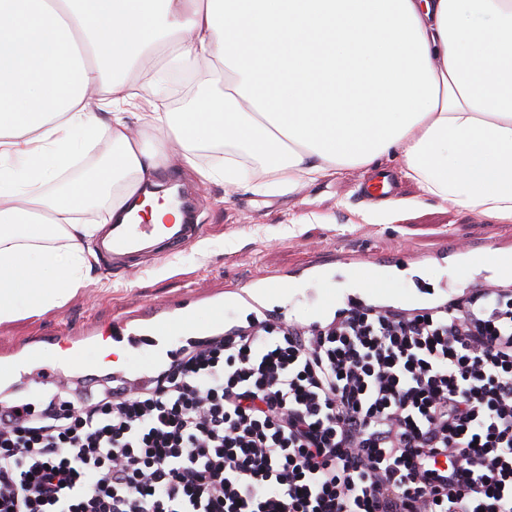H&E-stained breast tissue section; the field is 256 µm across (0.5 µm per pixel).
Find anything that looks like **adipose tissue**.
Wrapping results in <instances>:
<instances>
[{
	"instance_id": "obj_1",
	"label": "adipose tissue",
	"mask_w": 512,
	"mask_h": 512,
	"mask_svg": "<svg viewBox=\"0 0 512 512\" xmlns=\"http://www.w3.org/2000/svg\"><path fill=\"white\" fill-rule=\"evenodd\" d=\"M171 56L208 66L181 112L128 82ZM393 154L422 198L512 222V0H0V323L83 288L106 225L178 222L146 190L171 161L285 194Z\"/></svg>"
}]
</instances>
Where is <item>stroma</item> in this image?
Masks as SVG:
<instances>
[{
    "instance_id": "1",
    "label": "stroma",
    "mask_w": 512,
    "mask_h": 512,
    "mask_svg": "<svg viewBox=\"0 0 512 512\" xmlns=\"http://www.w3.org/2000/svg\"><path fill=\"white\" fill-rule=\"evenodd\" d=\"M381 167L394 173L397 199L413 203L412 208L381 224L356 220L357 212L374 208L360 194L365 176L361 169L273 195L232 191L220 182L186 181V190L197 199L198 221L203 226L195 243L131 278L96 260L84 287L63 306L35 319L0 323V361L19 357L21 346L31 337L49 336L63 322L106 330L118 313L187 298L196 299L193 321L205 329L212 316L201 304L202 296L274 273L289 276L284 294L289 323L325 324L329 318L318 304L322 287L344 296L360 286L352 269L337 260L338 254L347 252L371 258L403 257V266L379 271L381 278L403 292L427 288L444 292L446 300L453 301L482 291L485 282L469 265L420 267L416 261L439 252L449 238L465 242L479 253L494 242L511 253L512 222L500 223L436 200L420 201L417 185L395 162H382ZM113 347L107 339L86 346L71 359L62 355L59 347L50 346L45 357L63 364L59 383L67 387L69 398L77 399L87 391H100L95 376L106 365V353Z\"/></svg>"
}]
</instances>
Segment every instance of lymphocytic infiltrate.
I'll return each mask as SVG.
<instances>
[{"instance_id":"lymphocytic-infiltrate-1","label":"lymphocytic infiltrate","mask_w":512,"mask_h":512,"mask_svg":"<svg viewBox=\"0 0 512 512\" xmlns=\"http://www.w3.org/2000/svg\"><path fill=\"white\" fill-rule=\"evenodd\" d=\"M0 512H512V294L257 321L145 387L1 401Z\"/></svg>"}]
</instances>
